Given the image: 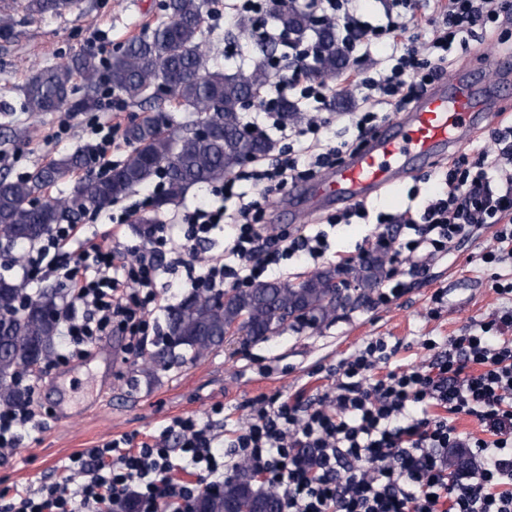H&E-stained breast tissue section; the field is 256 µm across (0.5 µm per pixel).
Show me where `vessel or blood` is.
Listing matches in <instances>:
<instances>
[{
  "label": "vessel or blood",
  "mask_w": 512,
  "mask_h": 512,
  "mask_svg": "<svg viewBox=\"0 0 512 512\" xmlns=\"http://www.w3.org/2000/svg\"><path fill=\"white\" fill-rule=\"evenodd\" d=\"M476 84L464 75L454 85H434L410 111H394L385 131L366 150L321 178L312 197L350 204L394 185L409 159L429 161L447 149L467 147L479 122L488 116L489 100Z\"/></svg>",
  "instance_id": "vessel-or-blood-1"
}]
</instances>
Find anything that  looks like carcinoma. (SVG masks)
Here are the masks:
<instances>
[{"instance_id":"obj_1","label":"carcinoma","mask_w":512,"mask_h":512,"mask_svg":"<svg viewBox=\"0 0 512 512\" xmlns=\"http://www.w3.org/2000/svg\"><path fill=\"white\" fill-rule=\"evenodd\" d=\"M215 0H164L168 21L145 37L112 54L108 81L135 104H153L156 112L130 123L124 131L132 146L128 159L107 176L92 172L86 147L34 168L23 178L0 175V246L8 249L35 245L73 211H98L138 187L161 176L166 189L153 201L161 208L180 200L192 186L224 180L247 157L261 158L274 149L271 139L251 133L242 112L255 89L271 81V54L258 46L247 72L227 73L210 64L203 40ZM76 6L75 0H26L29 15L60 14ZM279 31L293 43L311 38L317 55L306 75L318 82L334 80L349 67V54L336 35V25L319 22L296 0L274 10ZM83 92H77V79ZM99 65L92 51L32 74L22 86L24 108L41 116L67 108L71 112H96L100 107L97 84ZM175 102L199 117L215 134L200 137L171 130L173 119L162 107ZM278 113L286 124L309 121L306 113L282 98ZM79 177L75 195L40 200L51 187ZM387 255L371 252L354 267L353 280H339L340 268L318 271L300 282L274 280L259 288H234L225 292L224 304L193 294L167 315L166 332L155 341L156 351L142 365L130 364V383L138 377H155L173 365L194 363L238 334L255 341L280 335L288 329L316 326L336 317L337 308L362 299L386 277ZM65 291L48 287L25 295L21 280L0 275V404L23 402L28 394L16 381L37 361L56 353L60 314ZM194 512H279V496L262 490L245 467L224 480L215 492L202 493Z\"/></svg>"}]
</instances>
